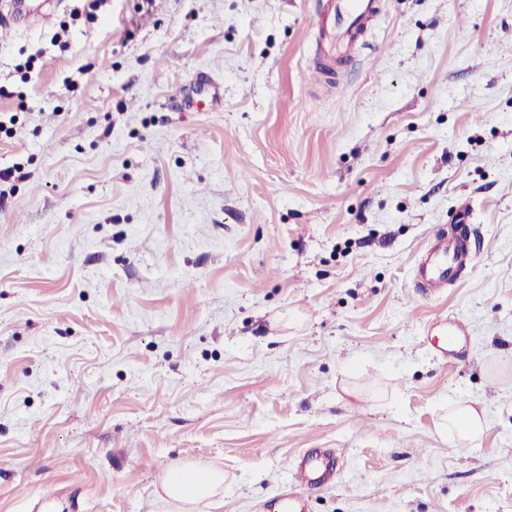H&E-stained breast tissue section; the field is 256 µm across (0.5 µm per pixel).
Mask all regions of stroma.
Masks as SVG:
<instances>
[{
    "mask_svg": "<svg viewBox=\"0 0 512 512\" xmlns=\"http://www.w3.org/2000/svg\"><path fill=\"white\" fill-rule=\"evenodd\" d=\"M28 2L0 0V512H163L186 463L224 474L194 512H265L305 452L339 459L308 512H512V0H382L325 83L327 0ZM202 72L221 105L180 111ZM462 219L473 261L425 295ZM466 224L438 238L417 264L416 281L426 293L438 294L459 278L468 257ZM448 425L455 428L468 442L479 439L485 427V413L471 405H460L448 416Z\"/></svg>",
    "mask_w": 512,
    "mask_h": 512,
    "instance_id": "35a3bbf8",
    "label": "stroma"
}]
</instances>
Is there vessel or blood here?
Listing matches in <instances>:
<instances>
[{"label": "vessel or blood", "mask_w": 512, "mask_h": 512, "mask_svg": "<svg viewBox=\"0 0 512 512\" xmlns=\"http://www.w3.org/2000/svg\"><path fill=\"white\" fill-rule=\"evenodd\" d=\"M379 13L378 0H328V9L318 21V36L328 50H335L363 38ZM468 229L461 226L438 238L417 264L416 281L426 293L438 294L458 278L468 256ZM299 477L327 483L336 474L334 462L315 466L308 458H299Z\"/></svg>", "instance_id": "b4317fda"}]
</instances>
